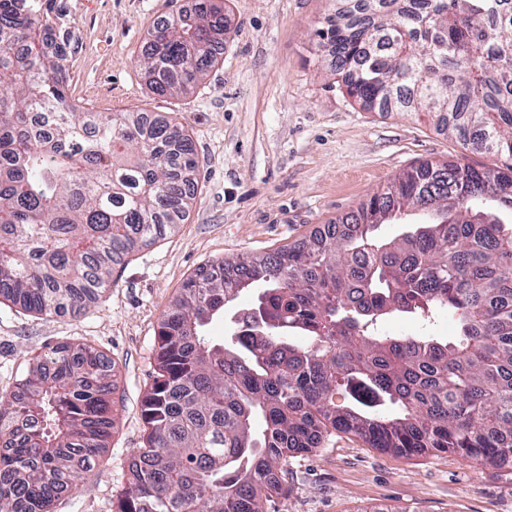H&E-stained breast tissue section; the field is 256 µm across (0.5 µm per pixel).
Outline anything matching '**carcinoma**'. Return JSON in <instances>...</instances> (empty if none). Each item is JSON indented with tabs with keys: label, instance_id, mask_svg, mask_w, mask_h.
I'll use <instances>...</instances> for the list:
<instances>
[{
	"label": "carcinoma",
	"instance_id": "cac0c4a2",
	"mask_svg": "<svg viewBox=\"0 0 512 512\" xmlns=\"http://www.w3.org/2000/svg\"><path fill=\"white\" fill-rule=\"evenodd\" d=\"M227 20L199 0L150 34L161 95L194 90ZM349 96L424 114L475 151L512 158V0H357L314 31ZM57 0H0V299L81 312L117 266L175 233L198 164L178 122L85 112L66 96ZM427 212L391 239L381 224ZM512 164L423 161L338 224L191 276L163 316L143 447L115 512H267L288 459L336 433L396 456L512 466ZM259 285L214 341L210 323ZM446 309L453 336H389L396 314ZM115 366L49 346L0 399V512H51L110 448Z\"/></svg>",
	"mask_w": 512,
	"mask_h": 512
}]
</instances>
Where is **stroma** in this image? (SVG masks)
<instances>
[{"label": "stroma", "mask_w": 512, "mask_h": 512, "mask_svg": "<svg viewBox=\"0 0 512 512\" xmlns=\"http://www.w3.org/2000/svg\"><path fill=\"white\" fill-rule=\"evenodd\" d=\"M195 0H63L73 34L68 96L91 112L162 113L190 134L199 181L175 235L133 253L98 304L42 316L0 303V397L31 358L62 342L116 365L112 446L55 512H113L142 447L141 401L153 382L159 324L183 282L213 262L263 254L351 213L424 160L497 170L512 158L471 150L430 119L351 98L314 30L351 0H224L230 32L195 90L152 91L141 65L157 22ZM268 512H512V467L449 453L398 457L345 434L291 458Z\"/></svg>", "instance_id": "obj_1"}]
</instances>
